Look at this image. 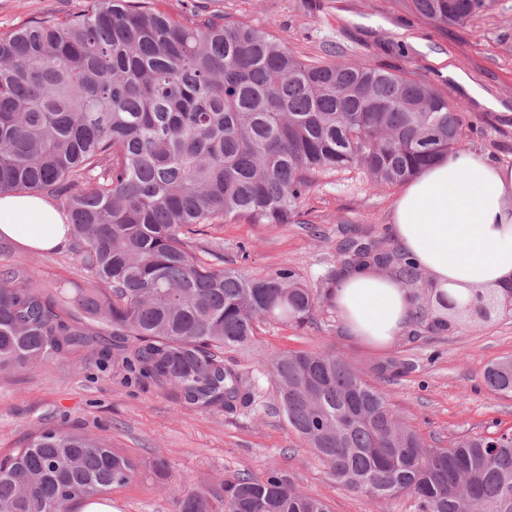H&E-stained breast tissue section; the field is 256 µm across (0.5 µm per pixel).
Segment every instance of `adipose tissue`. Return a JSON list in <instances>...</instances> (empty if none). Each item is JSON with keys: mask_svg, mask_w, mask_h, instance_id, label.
<instances>
[{"mask_svg": "<svg viewBox=\"0 0 512 512\" xmlns=\"http://www.w3.org/2000/svg\"><path fill=\"white\" fill-rule=\"evenodd\" d=\"M67 217L45 197L0 196V237L43 252L70 242ZM387 235L426 274L432 295L458 304L512 296V166L469 150L433 162L397 196ZM330 301L348 336L387 346L410 326L414 291L373 267L337 273Z\"/></svg>", "mask_w": 512, "mask_h": 512, "instance_id": "obj_1", "label": "adipose tissue"}]
</instances>
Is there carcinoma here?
Returning <instances> with one entry per match:
<instances>
[{
  "label": "carcinoma",
  "instance_id": "cac0c4a2",
  "mask_svg": "<svg viewBox=\"0 0 512 512\" xmlns=\"http://www.w3.org/2000/svg\"><path fill=\"white\" fill-rule=\"evenodd\" d=\"M448 28L493 0H401ZM459 107L403 73L351 59L305 61L222 15L174 19L155 0H84L65 19L0 33V194L55 199L87 287L60 303L0 271V372L93 344L185 403L234 415L255 383L224 365L267 320L301 327L329 304L288 267L249 277L201 259L199 226L292 224L315 174L360 166L398 186L463 137ZM346 267L387 266L415 292L423 274L390 244L352 240ZM288 423L347 490L406 495L416 512H512V431L426 444L344 357L288 351L269 369ZM487 387L512 393V359ZM135 459L62 427L0 457V512H71L131 483ZM222 512H329L276 466L224 480ZM180 512H214L206 489Z\"/></svg>",
  "mask_w": 512,
  "mask_h": 512
}]
</instances>
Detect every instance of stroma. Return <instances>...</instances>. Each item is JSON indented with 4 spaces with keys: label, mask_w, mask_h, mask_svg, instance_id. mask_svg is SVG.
Masks as SVG:
<instances>
[{
    "label": "stroma",
    "mask_w": 512,
    "mask_h": 512,
    "mask_svg": "<svg viewBox=\"0 0 512 512\" xmlns=\"http://www.w3.org/2000/svg\"><path fill=\"white\" fill-rule=\"evenodd\" d=\"M82 0H0V32L26 19L62 17ZM179 18L220 13L268 31L299 57L329 61L344 55L382 64L425 81L457 103L468 128L463 149L512 165V0H495L465 25L439 28L411 14L400 0H163ZM447 56L466 78L458 83L436 66ZM502 106L479 105L472 89ZM398 188L373 184L359 168L317 177L299 202L292 224H254L241 218L205 227L195 248L215 254L221 266L258 277L287 266L313 291L331 287L346 239L386 235ZM19 266L53 294L72 293L87 278L70 249L37 252L0 238V267ZM329 350L388 395L391 409L429 445L447 446L489 427L512 429V396L490 391L483 373L512 358V310L484 323L433 333L414 323L386 347L345 334L333 308L302 328L259 324L245 349L224 352L226 366L249 373L261 391L255 410L238 415L202 411L170 388L137 377L91 346L55 356L26 374H0V456L50 425L106 435L113 447L141 463L138 477L108 495L112 512H178L181 492L220 490L224 479L248 472L264 478L276 466L296 488L321 498L329 512H415L405 496L374 500L342 487L274 410L271 361L285 351ZM401 372H393V365Z\"/></svg>",
    "instance_id": "1"
}]
</instances>
